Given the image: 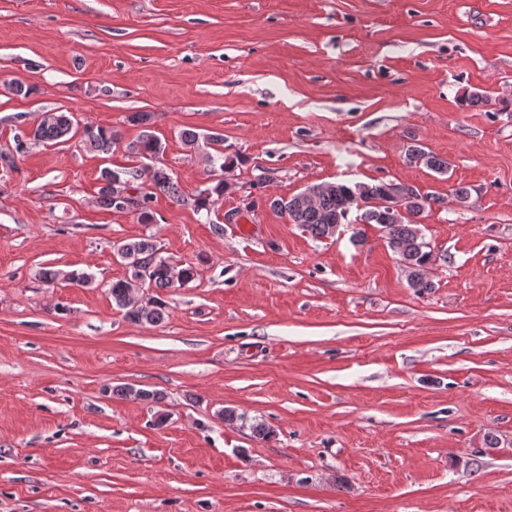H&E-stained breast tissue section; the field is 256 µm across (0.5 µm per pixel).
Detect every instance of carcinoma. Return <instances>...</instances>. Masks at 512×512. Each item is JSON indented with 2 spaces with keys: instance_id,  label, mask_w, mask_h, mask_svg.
<instances>
[{
  "instance_id": "obj_1",
  "label": "carcinoma",
  "mask_w": 512,
  "mask_h": 512,
  "mask_svg": "<svg viewBox=\"0 0 512 512\" xmlns=\"http://www.w3.org/2000/svg\"><path fill=\"white\" fill-rule=\"evenodd\" d=\"M79 138L80 145L90 151L107 154L113 145L120 140V134L102 126H79L70 112H56L50 122H40L26 131L21 130L14 137L15 152L24 154L34 142L66 143ZM165 147L151 132H141L136 148L131 153L143 158H158ZM409 156L426 168L437 172L448 171V161L425 150L420 145L409 149ZM122 180L138 191L135 198L134 210L143 224L155 221L151 203L159 194H166L176 200L181 199L178 182L173 172L164 165L147 167H126L122 170L105 168L101 171L100 186L97 192L99 205L109 211L118 212L120 208L112 200L111 184L114 180ZM258 195L250 198L246 208L254 211L264 205L280 212L298 225L315 239L331 236L330 227L333 224H376L380 227L388 247L398 256L400 264L407 272L409 287L415 292L422 293L433 287L429 270L437 262V254L425 241L419 228L417 218L433 204H443L445 199L431 193L414 192L404 206L409 218L401 217L392 210L385 201L389 199L391 183L380 181L365 184L366 192L362 198V208L357 210L355 218L345 215L347 196L350 186L345 183H331L328 190L312 207L303 203V193L299 192L289 198H283L266 193L268 179L259 175L251 183ZM224 180L219 179L196 195L194 205L197 210L210 211L217 198L223 196ZM117 255L128 270V275L111 283L109 292L112 302L124 311V318L137 325H157L168 316L167 304L159 296H152L141 304L133 303L128 298V282L133 277L142 280V286L149 288H171L176 285H186L197 276L194 266L179 265L161 255L160 247L152 236L140 237L134 241L125 242L117 247ZM42 279L52 283L62 279L69 283L87 287L92 284V275L77 271H65L47 267L42 271Z\"/></svg>"
}]
</instances>
